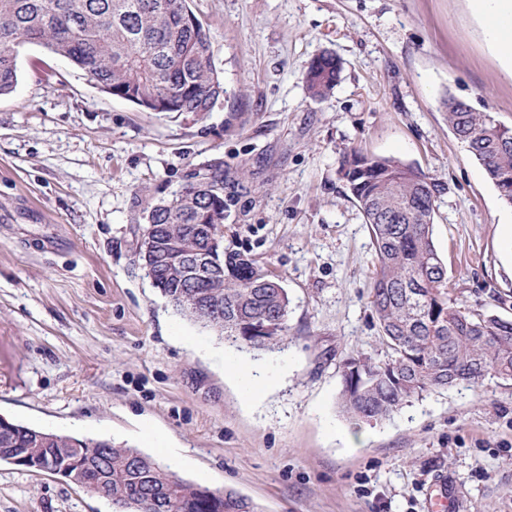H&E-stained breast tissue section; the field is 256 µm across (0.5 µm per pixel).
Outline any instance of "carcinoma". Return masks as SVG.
<instances>
[{
  "mask_svg": "<svg viewBox=\"0 0 512 512\" xmlns=\"http://www.w3.org/2000/svg\"><path fill=\"white\" fill-rule=\"evenodd\" d=\"M40 44L84 72L103 92L149 112H210L224 96L210 36L187 0H0V95L14 91L17 60ZM340 65L323 54L311 63L306 88L324 100ZM448 126L512 206V128L487 112L442 100ZM338 174L369 224L375 249L371 307L384 360L345 364L340 407L365 422L389 419L409 398L459 382L512 379V322L456 306L434 241L435 203L446 187L394 157L352 151ZM185 184L171 201L140 207L157 224L160 249L174 259L191 245L223 269L194 288L178 275L163 281L173 309L219 338L252 348L288 332L289 299L279 278L241 252H224V172ZM0 448H22L73 464L66 480L112 503L114 512H258L232 490L202 492L135 448L31 428L3 417Z\"/></svg>",
  "mask_w": 512,
  "mask_h": 512,
  "instance_id": "carcinoma-1",
  "label": "carcinoma"
}]
</instances>
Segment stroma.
Wrapping results in <instances>:
<instances>
[{
    "mask_svg": "<svg viewBox=\"0 0 512 512\" xmlns=\"http://www.w3.org/2000/svg\"><path fill=\"white\" fill-rule=\"evenodd\" d=\"M224 96L145 112L39 44L0 96V415L109 438L260 512H512V381L410 398L390 419L339 408L347 360L386 357L374 247L337 170L354 150L442 182L433 240L456 305L512 320V225L452 134L446 95L512 128V77L468 0H191ZM329 53L333 93L305 75ZM224 172L225 251L263 263L288 334L253 349L177 314L137 255L135 201ZM266 379L255 400L235 377ZM0 512H112L48 473L0 464ZM340 65L335 57L323 54L311 63L306 74V88L315 100H324L336 87Z\"/></svg>",
    "mask_w": 512,
    "mask_h": 512,
    "instance_id": "35a3bbf8",
    "label": "stroma"
}]
</instances>
